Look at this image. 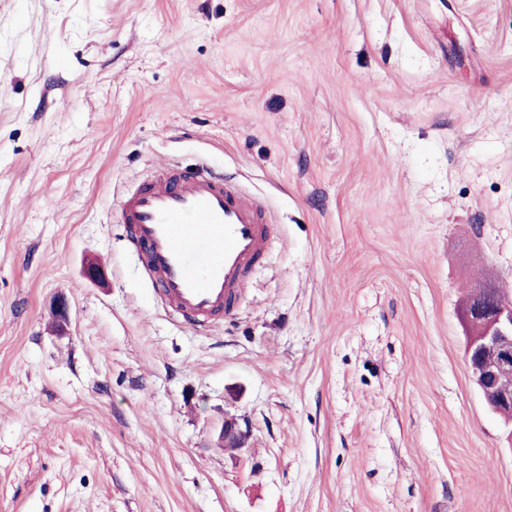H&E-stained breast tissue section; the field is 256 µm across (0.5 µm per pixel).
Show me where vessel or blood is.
I'll return each mask as SVG.
<instances>
[{
    "mask_svg": "<svg viewBox=\"0 0 512 512\" xmlns=\"http://www.w3.org/2000/svg\"><path fill=\"white\" fill-rule=\"evenodd\" d=\"M120 219L162 303L195 329L236 309L272 236L263 204L203 166L160 169L122 199Z\"/></svg>",
    "mask_w": 512,
    "mask_h": 512,
    "instance_id": "obj_1",
    "label": "vessel or blood"
}]
</instances>
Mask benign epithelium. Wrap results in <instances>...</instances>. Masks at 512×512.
Masks as SVG:
<instances>
[{
  "instance_id": "obj_1",
  "label": "benign epithelium",
  "mask_w": 512,
  "mask_h": 512,
  "mask_svg": "<svg viewBox=\"0 0 512 512\" xmlns=\"http://www.w3.org/2000/svg\"><path fill=\"white\" fill-rule=\"evenodd\" d=\"M466 330L465 362L485 402L512 420V389L501 380L512 375V294L493 282L477 286L462 308ZM224 447H244L245 432L234 418L224 419Z\"/></svg>"
}]
</instances>
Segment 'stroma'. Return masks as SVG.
Listing matches in <instances>:
<instances>
[{
  "label": "stroma",
  "mask_w": 512,
  "mask_h": 512,
  "mask_svg": "<svg viewBox=\"0 0 512 512\" xmlns=\"http://www.w3.org/2000/svg\"><path fill=\"white\" fill-rule=\"evenodd\" d=\"M165 165L275 226L208 334L119 221ZM483 279L512 291V0H0V512H512ZM475 288L462 308L465 362L485 402L511 421L512 376L504 377L512 375L511 294L491 281Z\"/></svg>",
  "instance_id": "1"
}]
</instances>
